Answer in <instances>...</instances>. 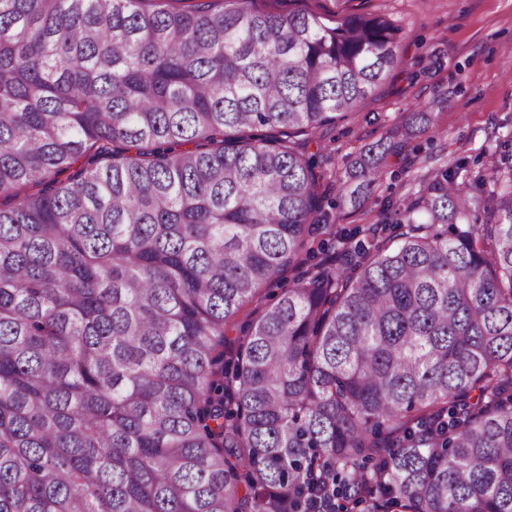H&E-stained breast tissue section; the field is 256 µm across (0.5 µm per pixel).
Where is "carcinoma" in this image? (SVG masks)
<instances>
[{
    "label": "carcinoma",
    "mask_w": 512,
    "mask_h": 512,
    "mask_svg": "<svg viewBox=\"0 0 512 512\" xmlns=\"http://www.w3.org/2000/svg\"><path fill=\"white\" fill-rule=\"evenodd\" d=\"M253 3L0 0V512H512V157L434 169L224 361L400 50Z\"/></svg>",
    "instance_id": "cac0c4a2"
}]
</instances>
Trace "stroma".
Wrapping results in <instances>:
<instances>
[{"instance_id": "1", "label": "stroma", "mask_w": 512, "mask_h": 512, "mask_svg": "<svg viewBox=\"0 0 512 512\" xmlns=\"http://www.w3.org/2000/svg\"><path fill=\"white\" fill-rule=\"evenodd\" d=\"M257 8L373 13L400 30V64L361 112L320 131L333 150L335 182L321 192L337 227L379 223L388 205L419 190L429 168L465 159L477 170L489 152L512 143V0H255ZM435 102V124L404 141L402 163L385 167L361 205L341 202L338 178L347 161L389 138L416 104ZM320 143V144H321Z\"/></svg>"}]
</instances>
